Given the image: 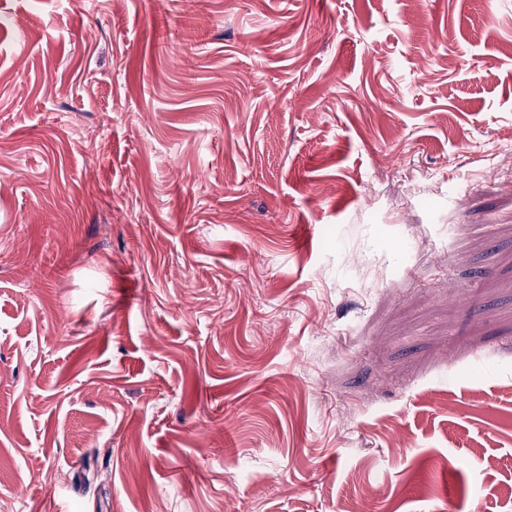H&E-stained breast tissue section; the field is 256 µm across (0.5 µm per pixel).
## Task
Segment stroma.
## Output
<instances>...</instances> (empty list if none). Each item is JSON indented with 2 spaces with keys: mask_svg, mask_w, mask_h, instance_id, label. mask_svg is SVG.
I'll use <instances>...</instances> for the list:
<instances>
[{
  "mask_svg": "<svg viewBox=\"0 0 512 512\" xmlns=\"http://www.w3.org/2000/svg\"><path fill=\"white\" fill-rule=\"evenodd\" d=\"M512 512V0H0V512Z\"/></svg>",
  "mask_w": 512,
  "mask_h": 512,
  "instance_id": "stroma-1",
  "label": "stroma"
}]
</instances>
